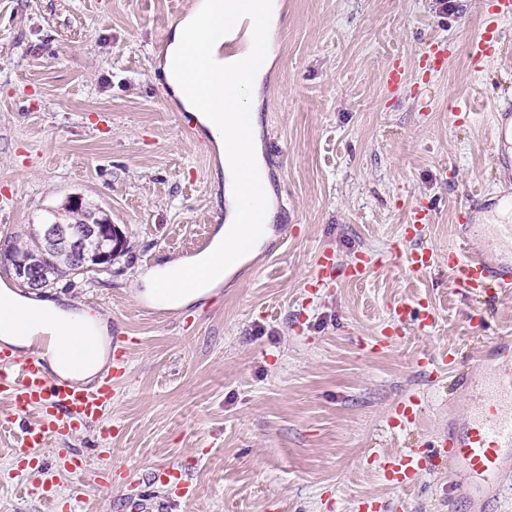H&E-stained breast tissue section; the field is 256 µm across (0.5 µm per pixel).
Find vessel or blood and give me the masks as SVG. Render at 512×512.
<instances>
[{"mask_svg":"<svg viewBox=\"0 0 512 512\" xmlns=\"http://www.w3.org/2000/svg\"><path fill=\"white\" fill-rule=\"evenodd\" d=\"M512 14V0H495V10L486 14L481 30L471 42L475 58L495 54L501 41L500 20ZM267 43L263 34H256L248 63L233 73L225 74L226 85L246 80L264 62ZM496 164L501 171H512V104L498 105L494 112ZM246 206L239 216L240 223L251 227L248 235H237L233 253L225 256L224 265L239 267L253 254L268 258L283 244L282 238L266 242L257 248L254 234L265 226L267 182L258 174H250L238 186ZM394 260L414 274H423L438 264L436 253L425 246L411 251H395ZM369 262L358 258L346 266H338L333 252L320 251L316 277L332 281L343 277L365 279ZM448 278L455 290L473 296L492 288L503 294L512 293V224H494L489 234H469L465 237L464 253H452L448 263ZM394 321L400 328H413L425 334L433 327L437 316L428 304L418 301L392 308ZM488 366L477 378L463 374V364L457 352L448 350L440 356L429 354L418 358L417 364L434 376L444 370L458 372V387L468 393V408L463 421L453 423L436 442L458 478L448 486V499L462 502L471 512H493V504L503 478L512 473V336L488 338ZM50 339L34 338L24 358L0 352V398L8 400L12 412L20 418L19 446L33 452L46 447L58 437L68 435L76 426H93L100 422L112 404L113 381L127 372L124 358L113 360L108 373L94 384H78L64 377L50 376L48 370ZM424 460L416 449L387 458L384 477L395 488L412 487ZM155 477L175 488L174 496L165 498L160 512H171L176 502L191 496L192 482L181 466L172 464L155 470Z\"/></svg>","mask_w":512,"mask_h":512,"instance_id":"obj_1","label":"vessel or blood"}]
</instances>
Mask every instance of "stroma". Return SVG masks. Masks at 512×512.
I'll return each mask as SVG.
<instances>
[{"label":"stroma","instance_id":"1","mask_svg":"<svg viewBox=\"0 0 512 512\" xmlns=\"http://www.w3.org/2000/svg\"><path fill=\"white\" fill-rule=\"evenodd\" d=\"M180 2L0 0V238L78 196L128 240L111 269L38 293L126 339L111 410L64 442L112 472L88 483L80 512L163 499L167 487L143 475L171 463L196 485L176 512H354L362 499L381 512H467L448 502L447 464L400 491L382 456L433 444L449 410L467 405H449L448 378L420 371L421 353L449 346L471 359L486 337L512 336V298L464 297L448 279L458 209L470 225L503 221L473 201L496 178L493 109L512 98V68L469 53L492 0H288L258 99L268 194L288 236L263 266L191 301L189 327L138 308L144 274L183 261L222 215L216 148L151 57ZM432 41L449 48L438 71L421 62ZM395 68L397 89L386 82ZM464 98L472 109L452 112ZM416 202L432 210L422 243L439 264L409 276L390 250L409 249L401 226ZM322 249L341 262L370 254L372 272L313 288ZM415 298L439 313L425 336L398 332L388 313ZM410 395L415 425L390 428ZM27 464L0 431V512H46L10 482Z\"/></svg>","mask_w":512,"mask_h":512}]
</instances>
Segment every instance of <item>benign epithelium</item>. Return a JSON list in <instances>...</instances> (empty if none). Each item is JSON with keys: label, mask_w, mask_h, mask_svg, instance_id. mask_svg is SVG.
I'll list each match as a JSON object with an SVG mask.
<instances>
[{"label": "benign epithelium", "mask_w": 512, "mask_h": 512, "mask_svg": "<svg viewBox=\"0 0 512 512\" xmlns=\"http://www.w3.org/2000/svg\"><path fill=\"white\" fill-rule=\"evenodd\" d=\"M34 234L42 238L47 247L58 255L72 262L77 259L87 262L91 268L97 264H112V257L122 248L121 234L116 225L107 218L84 219L79 226L62 222L41 224L34 230ZM93 237L108 240L113 243L112 248L90 257L86 256L81 248L82 242ZM44 260L45 255L22 248L11 254L16 277L28 282L33 290L39 288V276Z\"/></svg>", "instance_id": "7a95c632"}]
</instances>
